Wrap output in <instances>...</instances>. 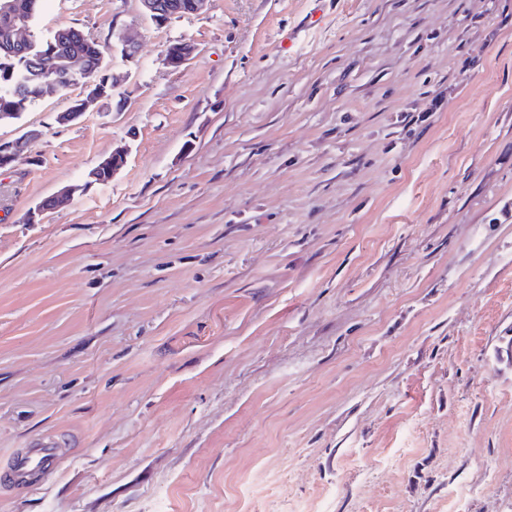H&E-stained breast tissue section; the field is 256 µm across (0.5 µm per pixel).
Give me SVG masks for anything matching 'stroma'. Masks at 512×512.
<instances>
[{
	"instance_id": "obj_1",
	"label": "stroma",
	"mask_w": 512,
	"mask_h": 512,
	"mask_svg": "<svg viewBox=\"0 0 512 512\" xmlns=\"http://www.w3.org/2000/svg\"><path fill=\"white\" fill-rule=\"evenodd\" d=\"M61 27L123 80L0 124V473L66 443L0 512H512V0ZM120 81L119 76L112 73V87ZM81 87L83 88V98H78L73 101L72 105L66 112H62L59 116V120L63 123L76 121L85 111L86 103L91 100L101 99L110 96L112 93V87L110 85L106 88V94L104 90L97 84V82L89 80L84 82ZM32 453L16 459L13 464V475L17 482L22 483L26 475L34 470L48 476L59 453L57 441L51 437H42L34 445Z\"/></svg>"
}]
</instances>
